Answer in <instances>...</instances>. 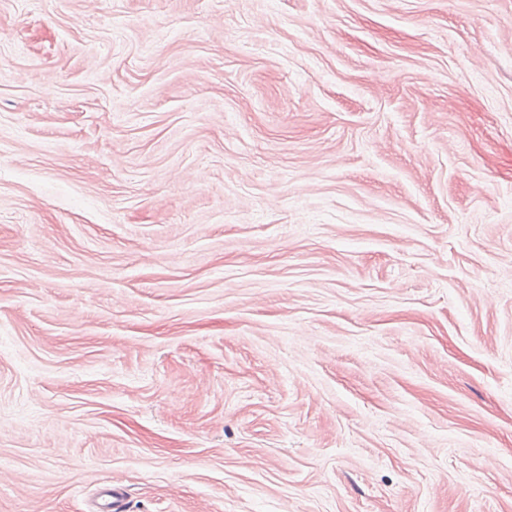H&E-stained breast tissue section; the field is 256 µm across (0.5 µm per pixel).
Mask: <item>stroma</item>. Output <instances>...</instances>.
<instances>
[{
    "mask_svg": "<svg viewBox=\"0 0 512 512\" xmlns=\"http://www.w3.org/2000/svg\"><path fill=\"white\" fill-rule=\"evenodd\" d=\"M512 512V0H0V512Z\"/></svg>",
    "mask_w": 512,
    "mask_h": 512,
    "instance_id": "1",
    "label": "stroma"
}]
</instances>
